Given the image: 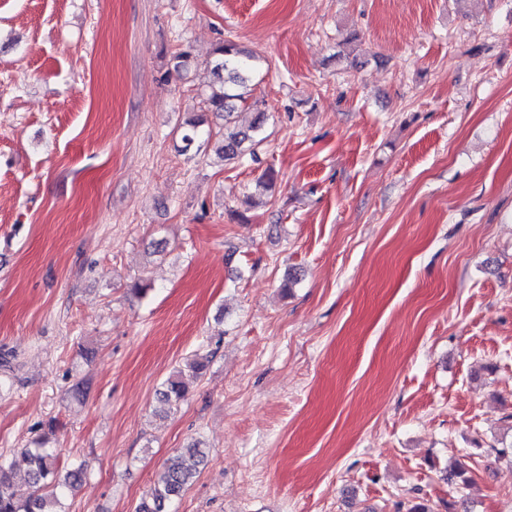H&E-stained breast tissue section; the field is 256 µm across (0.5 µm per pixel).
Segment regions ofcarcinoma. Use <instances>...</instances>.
Returning a JSON list of instances; mask_svg holds the SVG:
<instances>
[{
	"mask_svg": "<svg viewBox=\"0 0 512 512\" xmlns=\"http://www.w3.org/2000/svg\"><path fill=\"white\" fill-rule=\"evenodd\" d=\"M213 60L209 63L213 76L208 84L199 87L206 111L223 121L217 135L222 138L220 152L224 161L235 163L255 153L264 141L262 129L265 113L257 111L247 128L228 126V118L237 105L246 109L256 108L259 101L251 97L252 75L256 57L231 40L216 44ZM201 122L189 120L181 136V152L191 150L200 137ZM188 387L182 372L170 376L164 383L163 397L170 405H178L186 396ZM203 452L198 448H185L170 460L136 507V512H163L165 502L178 496L195 478L203 462ZM25 465L31 491L24 498L16 497L12 490V474L19 465ZM85 475L84 464L79 463L60 474L57 470L55 449L41 444L26 448L20 457L7 463L0 462V512H57L53 506L64 490H73Z\"/></svg>",
	"mask_w": 512,
	"mask_h": 512,
	"instance_id": "cac0c4a2",
	"label": "carcinoma"
}]
</instances>
